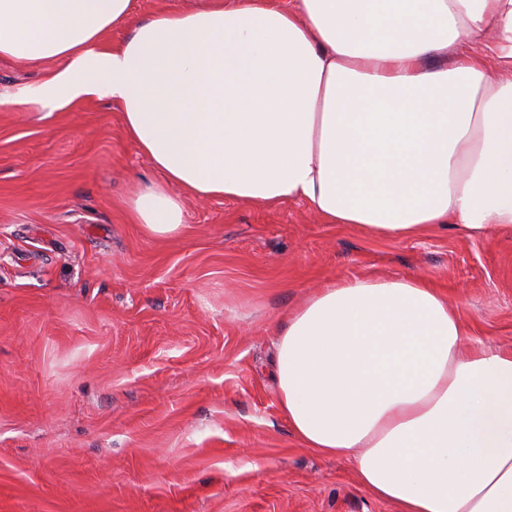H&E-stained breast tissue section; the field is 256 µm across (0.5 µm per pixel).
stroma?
I'll return each instance as SVG.
<instances>
[{
	"label": "stroma",
	"mask_w": 512,
	"mask_h": 512,
	"mask_svg": "<svg viewBox=\"0 0 512 512\" xmlns=\"http://www.w3.org/2000/svg\"><path fill=\"white\" fill-rule=\"evenodd\" d=\"M64 66L0 57V512H398L290 430L271 338L330 281L412 275L512 348V234L213 198L147 236L128 207L159 174L119 105L26 100Z\"/></svg>",
	"instance_id": "35a3bbf8"
}]
</instances>
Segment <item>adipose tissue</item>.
Wrapping results in <instances>:
<instances>
[{"mask_svg":"<svg viewBox=\"0 0 512 512\" xmlns=\"http://www.w3.org/2000/svg\"><path fill=\"white\" fill-rule=\"evenodd\" d=\"M489 31L495 72L456 50ZM0 57L66 60L37 101L120 104L161 174L130 203L148 236L211 197L302 200L385 238L512 231V0H210L142 21L134 0H0ZM273 344L281 414L370 496L512 512V350L468 345L439 289L335 281Z\"/></svg>","mask_w":512,"mask_h":512,"instance_id":"1","label":"adipose tissue"}]
</instances>
